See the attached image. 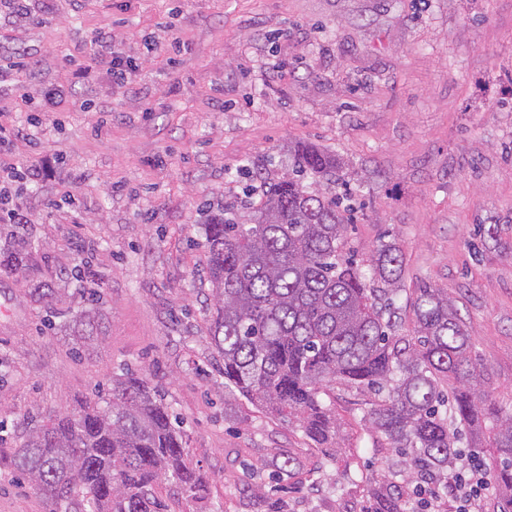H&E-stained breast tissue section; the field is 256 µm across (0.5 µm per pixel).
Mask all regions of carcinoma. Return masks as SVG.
I'll use <instances>...</instances> for the list:
<instances>
[{
    "label": "carcinoma",
    "instance_id": "obj_1",
    "mask_svg": "<svg viewBox=\"0 0 512 512\" xmlns=\"http://www.w3.org/2000/svg\"><path fill=\"white\" fill-rule=\"evenodd\" d=\"M292 169L270 184L246 218L223 214L205 225L212 284L208 343L222 361L224 389L284 423H299L329 460L335 415L320 400L339 382L378 395L366 414L391 447L409 457L421 482L448 478L459 430L474 448H493L486 469L500 512H512V410L492 402L470 356L472 334L448 293L418 288L414 336L399 335L396 299L403 256L393 241L370 251L371 277L347 248L346 219L336 199L310 189L341 172L335 155L294 146ZM501 228L480 225L481 246L500 244ZM36 257L0 259V273L23 278ZM32 302L54 308L56 288L29 280ZM83 341L97 336L91 312L59 311ZM0 470L26 475L53 512H166L157 494L176 484L203 502L208 481L189 460L182 421L161 387L127 371L104 395L72 411L50 410L16 448L1 446ZM396 473L374 481L365 512H405Z\"/></svg>",
    "mask_w": 512,
    "mask_h": 512
}]
</instances>
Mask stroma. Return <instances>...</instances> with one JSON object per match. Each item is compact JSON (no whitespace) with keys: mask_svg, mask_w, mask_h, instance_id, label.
Here are the masks:
<instances>
[{"mask_svg":"<svg viewBox=\"0 0 512 512\" xmlns=\"http://www.w3.org/2000/svg\"><path fill=\"white\" fill-rule=\"evenodd\" d=\"M24 20L0 11V121L39 117L10 160L43 157L21 185L26 223L0 226V250L30 240L36 278L86 309L65 271L95 245L99 336L77 347L44 325L23 279L0 277V420L8 446L42 411L108 389L131 368L161 385L184 420L209 512H363L371 481L398 472L407 512L421 498L403 457L365 415L372 393L331 385L336 457L298 425L244 398L224 400L208 345V214L243 206L257 178L291 166L289 147L336 154L354 189L347 230L358 262L388 236L406 288L447 290L471 328L485 389L512 405V0H33ZM111 32L138 66L128 84L87 64ZM38 66L17 77L16 52ZM67 96L39 112L45 90ZM74 198L60 200L61 186ZM478 224L502 227L473 254ZM291 457L280 490L276 459ZM21 473L0 471V512H51Z\"/></svg>","mask_w":512,"mask_h":512,"instance_id":"stroma-1","label":"stroma"}]
</instances>
